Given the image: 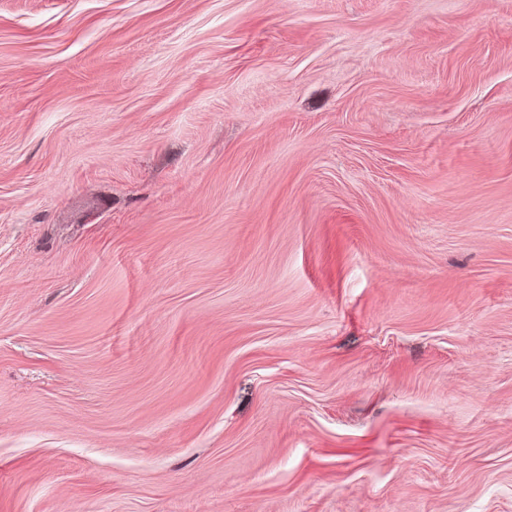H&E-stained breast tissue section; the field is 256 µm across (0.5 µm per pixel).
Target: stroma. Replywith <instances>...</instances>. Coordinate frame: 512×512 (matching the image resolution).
<instances>
[{
    "mask_svg": "<svg viewBox=\"0 0 512 512\" xmlns=\"http://www.w3.org/2000/svg\"><path fill=\"white\" fill-rule=\"evenodd\" d=\"M0 512H512V0H0Z\"/></svg>",
    "mask_w": 512,
    "mask_h": 512,
    "instance_id": "1",
    "label": "stroma"
}]
</instances>
